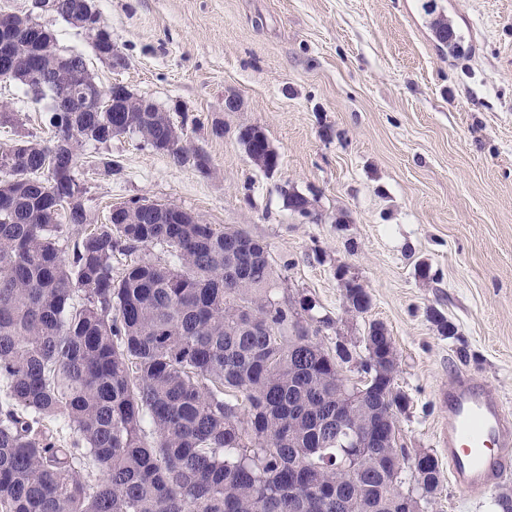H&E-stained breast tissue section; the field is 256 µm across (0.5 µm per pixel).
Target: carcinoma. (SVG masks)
I'll use <instances>...</instances> for the list:
<instances>
[{"label":"carcinoma","instance_id":"carcinoma-1","mask_svg":"<svg viewBox=\"0 0 512 512\" xmlns=\"http://www.w3.org/2000/svg\"><path fill=\"white\" fill-rule=\"evenodd\" d=\"M52 118V145L0 147V512H424L437 458L348 447L407 409L388 330L372 322L363 336L374 383L353 404L342 355L320 339L330 319L307 296L282 301L267 243L237 226L147 224L136 200L100 224L68 169L85 146L129 134L209 176L202 149L138 103L121 124ZM65 223L91 227L69 250ZM135 253L114 277L112 259ZM344 299L348 313L371 307L359 283Z\"/></svg>","mask_w":512,"mask_h":512}]
</instances>
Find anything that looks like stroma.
Listing matches in <instances>:
<instances>
[{"label":"stroma","mask_w":512,"mask_h":512,"mask_svg":"<svg viewBox=\"0 0 512 512\" xmlns=\"http://www.w3.org/2000/svg\"><path fill=\"white\" fill-rule=\"evenodd\" d=\"M121 71L88 37L40 15L59 46L82 54L104 87L121 80L155 102L202 148L210 176L178 166L129 135L86 147L111 159L89 172L85 206L107 222L113 205H174L221 228L239 225L284 267L283 293L306 295L330 318L325 347L354 356L370 322L393 338L396 385L408 399L403 444L433 454L441 491L429 512H493L492 495L452 483L438 443L439 388L469 372L512 411V0H94ZM447 14L460 52L441 50L429 8ZM236 94L237 112L224 109ZM12 123L0 145L50 136L47 103L0 80ZM261 127L280 154L271 175L237 140ZM312 216L288 209L282 187ZM428 277H421V268ZM366 288L368 313L343 306V277ZM456 334L442 336L437 318Z\"/></svg>","instance_id":"obj_1"}]
</instances>
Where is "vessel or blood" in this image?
<instances>
[{
	"label": "vessel or blood",
	"instance_id": "1",
	"mask_svg": "<svg viewBox=\"0 0 512 512\" xmlns=\"http://www.w3.org/2000/svg\"><path fill=\"white\" fill-rule=\"evenodd\" d=\"M441 400L446 418L440 442L453 483L469 495L491 490L512 467V416L499 398L461 372L449 375Z\"/></svg>",
	"mask_w": 512,
	"mask_h": 512
}]
</instances>
